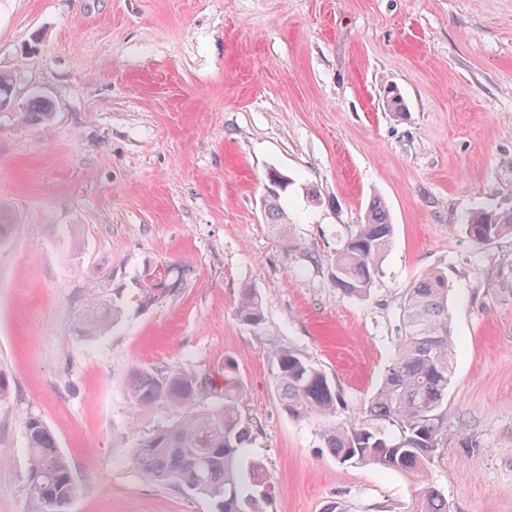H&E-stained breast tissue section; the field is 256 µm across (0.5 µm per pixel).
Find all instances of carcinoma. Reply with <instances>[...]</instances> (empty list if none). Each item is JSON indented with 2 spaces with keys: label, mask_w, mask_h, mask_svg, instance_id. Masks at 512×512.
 <instances>
[{
  "label": "carcinoma",
  "mask_w": 512,
  "mask_h": 512,
  "mask_svg": "<svg viewBox=\"0 0 512 512\" xmlns=\"http://www.w3.org/2000/svg\"><path fill=\"white\" fill-rule=\"evenodd\" d=\"M52 115L51 103L34 92L23 116L40 122ZM270 223L288 237V216L278 197L265 201ZM394 227L387 207L373 198L363 219L353 225L336 249L331 277L349 297L363 298L383 273ZM465 232L477 246L512 236V209L482 208L471 213ZM160 287L142 289L139 303L148 308L183 287L182 273L166 266L159 272ZM90 335L106 331L117 313L103 307L101 292H92ZM238 315L242 322L262 323V303L252 288L243 290ZM455 346L448 311V282L435 272L414 280L401 306L400 335L383 379L368 402L365 416L337 423L340 395L328 375L303 354L288 348L275 356L274 378L280 402L296 419L318 416L325 447L341 464L375 465L411 474L424 483L409 512H448V501L426 483L437 457L448 415V385L454 375ZM227 360L224 398L203 403L210 384L194 369L174 365L163 370H134L130 397L141 410L166 405L178 411L170 423L136 434L132 460L140 476L152 483L174 486L208 500L215 512H260L253 490L260 483L259 467L243 473L241 454L249 430L241 411L243 387ZM26 447L31 458L27 476L28 512H69L77 485L68 458L58 448L51 428L41 419L25 422Z\"/></svg>",
  "instance_id": "obj_1"
}]
</instances>
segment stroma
<instances>
[{
  "label": "stroma",
  "mask_w": 512,
  "mask_h": 512,
  "mask_svg": "<svg viewBox=\"0 0 512 512\" xmlns=\"http://www.w3.org/2000/svg\"><path fill=\"white\" fill-rule=\"evenodd\" d=\"M0 512H27L24 425L72 464L70 512H212L144 481L135 368L186 364L216 387L233 361L263 468L260 512H407L420 485L340 464L317 417L283 408L274 357L291 348L362 415L393 354L406 288L448 280L457 343L443 446L429 473L450 512H512V236L476 246L481 205L512 208V0H0ZM406 110L388 112V87ZM39 92L43 124L18 119ZM288 238L268 224L269 170ZM381 197L394 226L365 299L331 278L336 250ZM184 286L150 308L162 265ZM262 300L260 327L237 316ZM120 322L86 336L89 291ZM238 315L242 322L251 326L262 323V303L259 294L252 288H245L242 292Z\"/></svg>",
  "instance_id": "35a3bbf8"
}]
</instances>
